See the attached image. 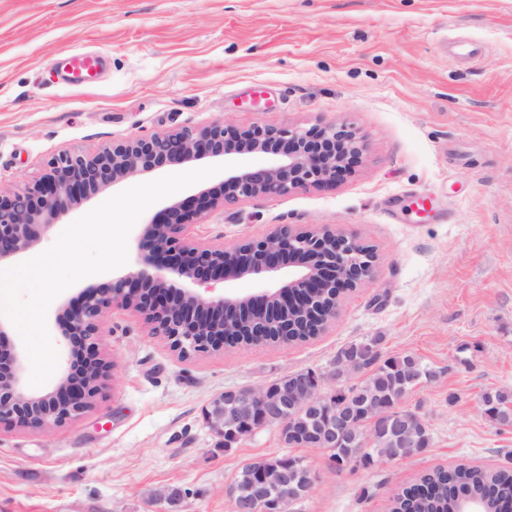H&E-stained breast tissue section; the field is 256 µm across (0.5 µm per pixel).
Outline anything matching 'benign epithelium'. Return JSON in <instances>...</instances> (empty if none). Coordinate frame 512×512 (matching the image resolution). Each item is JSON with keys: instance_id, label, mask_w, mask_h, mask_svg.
<instances>
[{"instance_id": "7a95c632", "label": "benign epithelium", "mask_w": 512, "mask_h": 512, "mask_svg": "<svg viewBox=\"0 0 512 512\" xmlns=\"http://www.w3.org/2000/svg\"><path fill=\"white\" fill-rule=\"evenodd\" d=\"M262 154L269 163L258 168L228 171L218 191L202 190L164 209L144 225L143 254L136 268L112 281L109 288L89 287L57 317L66 341V358L54 387L31 392L24 386L23 354L0 323V427L52 429L75 421L94 406L104 381L115 369L101 347L105 314L129 311L142 319L151 334L165 337L182 357L220 352L227 337L246 316L265 343L269 308L283 319L281 343H290L289 321L309 312L320 335L336 316V294L358 288L371 277L378 258L353 237L329 227L318 230L278 226L261 238L243 240L230 248L193 239L195 219L251 198L274 197L292 191L334 186L362 162L364 143L355 128L339 123L309 128L255 125L240 128L226 121L164 134L118 139L94 152L66 149L32 184L0 190V265L31 250L77 201L108 184L143 175L171 164L205 158H242ZM243 278L276 279V288L250 295L215 297L193 286L208 281ZM316 371L299 372L289 389L270 385L229 391L235 413L224 415V394L203 410V420L216 436L237 438L267 426L288 437V391L294 403L309 407L326 402ZM322 443L329 449L338 437L353 434L347 415L327 411ZM316 480L309 473L305 488L288 481V469L261 468L250 495L230 489L231 512H254L263 503L267 512H288V501L307 496Z\"/></svg>"}]
</instances>
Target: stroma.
<instances>
[{
    "label": "stroma",
    "mask_w": 512,
    "mask_h": 512,
    "mask_svg": "<svg viewBox=\"0 0 512 512\" xmlns=\"http://www.w3.org/2000/svg\"><path fill=\"white\" fill-rule=\"evenodd\" d=\"M77 51L104 70L72 87L57 69ZM222 120L340 121L362 136L363 163L331 187L214 210L192 236L230 247L279 224L326 225L376 249L373 277L321 336L187 358L111 310L102 342L116 370L94 409L0 430V512H230L240 467L286 449L275 426L224 447L203 408L306 369L334 389L338 351L374 338L435 371L402 400L432 445L372 470L295 449L316 481L291 512H389L421 472L512 463V427L481 408L484 393L512 390V0H0V189L65 149ZM143 181L78 201L36 252Z\"/></svg>",
    "instance_id": "35a3bbf8"
}]
</instances>
